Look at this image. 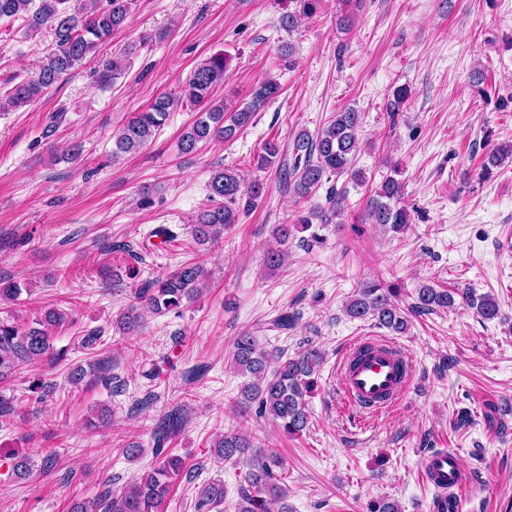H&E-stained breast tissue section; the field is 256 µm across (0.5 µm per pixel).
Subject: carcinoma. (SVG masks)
<instances>
[{
  "instance_id": "cac0c4a2",
  "label": "carcinoma",
  "mask_w": 512,
  "mask_h": 512,
  "mask_svg": "<svg viewBox=\"0 0 512 512\" xmlns=\"http://www.w3.org/2000/svg\"><path fill=\"white\" fill-rule=\"evenodd\" d=\"M71 0H0V19H22L27 30L37 33L49 28L55 36L54 49L41 61L35 76L14 84L7 92L9 105L18 108L28 106L41 98L44 92L59 83L64 76L79 66L100 45L112 40L121 31L132 10L135 0H91L85 11L73 9ZM296 10L282 15L280 26L292 29L303 17L312 16L318 0H294ZM228 57L222 52L210 55L195 67L182 86L179 97L163 94L146 109L134 113L114 136L112 156L135 153L146 147L165 124L169 112L179 106H191L197 110L196 119L181 135L180 149L184 154L194 152L201 143L229 139L248 126L256 113L261 111L280 93L279 83L268 78L256 85L251 98L243 105H227L214 98L216 86L224 82ZM361 113L348 108L336 113L327 125L312 135L299 132L293 142L294 158L285 177L293 180L294 192L306 198L319 186L327 174L351 175L355 182L364 181L361 172L353 169L356 154L360 151L359 129ZM279 145L265 143L257 157L259 169L270 168L278 158ZM512 159V144L504 143L490 149L483 165V175L491 168ZM398 166L391 167L372 191L365 204L368 221L393 232H402L409 224L407 210L400 206L403 186L395 178ZM265 186L254 180L244 184L233 169L218 167L212 171L209 181V198L215 205L201 210L193 220L192 236L200 244L215 241L230 224L239 223L240 214L246 213L263 195ZM346 193L330 191L325 210L312 209L294 225L281 224L276 236L284 242L292 230L306 232L314 224H330L348 207ZM288 261V252L271 248L267 250L265 265L277 270ZM206 271L199 263L186 264L172 273L159 277L145 285L137 294L138 305L121 312L115 319V328L129 333L142 326L143 312L165 313L183 304L196 301L206 288ZM400 288L379 281H370L357 289L355 296L346 304V314L354 320L369 317L378 325L397 333H403L408 319L397 302ZM461 299L476 307L484 320L498 316L497 301L489 295L476 296L467 288ZM454 294L429 285L417 288L415 308L433 311L455 305ZM68 314L50 309L36 325L23 327L17 323L0 320V382L6 380L20 363L53 358L51 333L64 326ZM321 355L314 349L304 351L293 358L277 357L261 348L254 336L244 332L236 337L232 351L233 366L249 381L241 388V409L256 407V414L270 418L285 435H299L308 426V400L316 381L312 378L320 363ZM96 380L101 377L99 363L90 361L88 367L77 366L69 373V381L77 386L87 376ZM178 418L170 415L163 419L155 433L156 462L130 486L114 494L105 492L96 504L98 512H162L172 480L183 473L185 461L179 455L164 448L173 434ZM214 454L226 462L241 464L247 468L248 487L240 489L236 512H291L286 500L288 487L274 472L277 466L274 453L257 448L251 435L244 432L224 433L214 444ZM226 487L221 479H212L201 486L196 506L200 510L216 508L224 504Z\"/></svg>"
}]
</instances>
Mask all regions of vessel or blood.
Masks as SVG:
<instances>
[{
    "label": "vessel or blood",
    "mask_w": 512,
    "mask_h": 512,
    "mask_svg": "<svg viewBox=\"0 0 512 512\" xmlns=\"http://www.w3.org/2000/svg\"><path fill=\"white\" fill-rule=\"evenodd\" d=\"M415 376L413 356L392 340H363L350 346L340 367L342 401L356 419L387 411L410 389ZM422 474L435 491L431 512H468L476 484L457 453L445 449L424 457Z\"/></svg>",
    "instance_id": "1"
}]
</instances>
